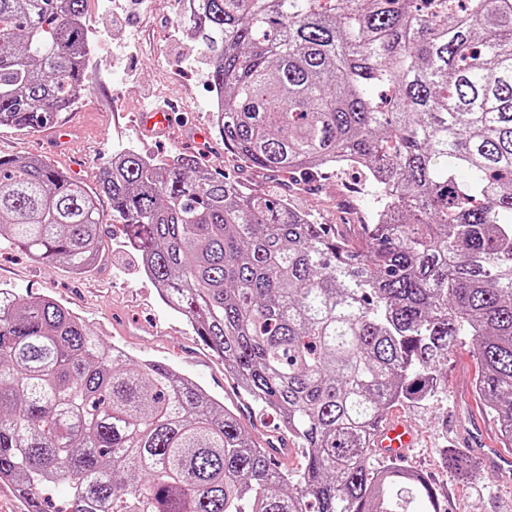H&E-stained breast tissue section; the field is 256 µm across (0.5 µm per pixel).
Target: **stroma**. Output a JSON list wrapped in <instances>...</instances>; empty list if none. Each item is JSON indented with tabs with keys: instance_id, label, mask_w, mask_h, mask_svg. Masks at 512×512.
<instances>
[{
	"instance_id": "stroma-1",
	"label": "stroma",
	"mask_w": 512,
	"mask_h": 512,
	"mask_svg": "<svg viewBox=\"0 0 512 512\" xmlns=\"http://www.w3.org/2000/svg\"><path fill=\"white\" fill-rule=\"evenodd\" d=\"M113 0H87L85 17L93 40L90 63L99 79L57 125L31 131L0 129V156H41L95 190L101 168L124 150L158 159L189 153L242 182H260L289 191L297 205L326 224H343L361 236L363 212L373 194L352 170H325L321 177L289 187L282 172L247 168L211 131L214 92L207 67L194 63L200 48L180 31L177 0L127 18H113ZM173 104L166 133L141 131L137 113ZM108 248L83 275L62 263L44 264L0 238V288L31 298L49 296L75 312L108 345L123 348L131 360H154L195 380L222 404L234 407L246 432L262 446L275 444L278 419L259 411L224 373V363L193 332L184 316L170 309L126 245L119 222L103 227ZM479 369L469 337L448 356V388L425 402L403 403L393 412L414 430L418 443L408 463L443 494L444 512H512V478L479 473L469 481L453 478L440 450L460 448L467 432L491 426L474 384Z\"/></svg>"
}]
</instances>
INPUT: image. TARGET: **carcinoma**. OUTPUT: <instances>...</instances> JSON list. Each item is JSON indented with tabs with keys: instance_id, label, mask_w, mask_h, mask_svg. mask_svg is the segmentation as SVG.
Listing matches in <instances>:
<instances>
[{
	"instance_id": "1",
	"label": "carcinoma",
	"mask_w": 512,
	"mask_h": 512,
	"mask_svg": "<svg viewBox=\"0 0 512 512\" xmlns=\"http://www.w3.org/2000/svg\"><path fill=\"white\" fill-rule=\"evenodd\" d=\"M194 2L224 146L294 185L356 163L377 204L362 244L193 155L134 150L95 195L0 156V237L81 274L106 196L164 303L279 412L304 464L275 465L174 367L1 288L0 482L27 512H441L370 445L395 405L447 389L470 336L512 446V0ZM85 3L0 0V127H46L89 87ZM442 462L460 480L484 466L464 448Z\"/></svg>"
}]
</instances>
